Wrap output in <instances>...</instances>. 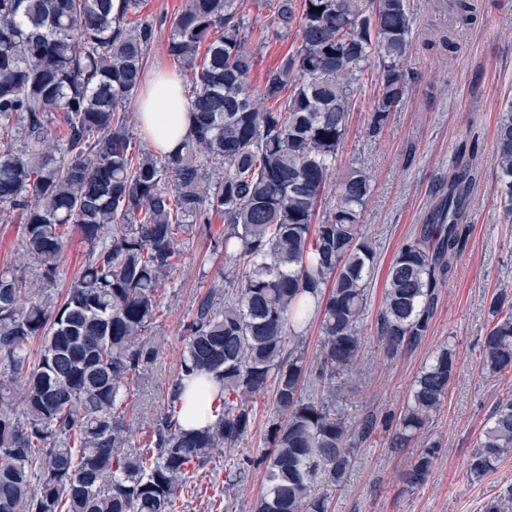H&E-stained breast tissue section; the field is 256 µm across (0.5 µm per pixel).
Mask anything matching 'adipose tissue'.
Segmentation results:
<instances>
[{"label": "adipose tissue", "instance_id": "ef3b65f1", "mask_svg": "<svg viewBox=\"0 0 512 512\" xmlns=\"http://www.w3.org/2000/svg\"><path fill=\"white\" fill-rule=\"evenodd\" d=\"M137 107L141 129L158 152L177 151L191 127L188 98L178 76L167 68H156L148 89L138 96Z\"/></svg>", "mask_w": 512, "mask_h": 512}]
</instances>
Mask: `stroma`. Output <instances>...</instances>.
<instances>
[{
  "instance_id": "obj_1",
  "label": "stroma",
  "mask_w": 512,
  "mask_h": 512,
  "mask_svg": "<svg viewBox=\"0 0 512 512\" xmlns=\"http://www.w3.org/2000/svg\"><path fill=\"white\" fill-rule=\"evenodd\" d=\"M252 27L249 46L256 57L253 80L278 64L294 38L266 40L274 20L272 0H242ZM186 0H146L144 15L156 24L146 57L147 70L175 69L168 53L174 15ZM482 20L466 30L457 52L429 47L452 15L450 0H409L416 19L401 104L385 126L371 131L377 104V61H369L349 127L336 158V176L351 167L371 175L374 190L361 213L365 233L376 244L377 262L368 280V304L360 328L363 344L358 369L347 388L344 420L359 427L371 418L376 426L360 440L343 483L328 486L332 512H484L489 499L512 485V455L476 486L465 480L464 463L499 400L512 398V374L491 378L478 370L488 324L486 299L499 289L512 292V219L503 213L494 164L495 126L501 104L512 100V0H481ZM474 174L461 222L466 231L459 253L440 285L429 328L421 346L388 358L376 333L384 284L399 248L433 223L448 201V184L458 162ZM224 222L194 225L179 235L180 263L161 294L162 310L153 329L164 343L131 389V404L141 414L134 424L135 443L149 439L153 422L164 412L163 394L177 373L185 343V324L199 294L224 282V253L214 241ZM453 343L459 363L440 410L427 426L441 448L432 475L411 490L400 480L408 450L395 447L398 419L421 365L440 345ZM265 487L263 469L254 467L224 495V477L204 476L197 493L186 495L182 512H252Z\"/></svg>"
}]
</instances>
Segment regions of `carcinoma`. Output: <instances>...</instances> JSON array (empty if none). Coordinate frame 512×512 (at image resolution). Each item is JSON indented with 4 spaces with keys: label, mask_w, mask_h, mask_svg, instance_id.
Returning a JSON list of instances; mask_svg holds the SVG:
<instances>
[{
    "label": "carcinoma",
    "mask_w": 512,
    "mask_h": 512,
    "mask_svg": "<svg viewBox=\"0 0 512 512\" xmlns=\"http://www.w3.org/2000/svg\"><path fill=\"white\" fill-rule=\"evenodd\" d=\"M278 40L298 46L253 84L250 24L241 0H187L168 52L184 72L191 128L169 155L136 147L127 106L141 89L156 26L143 0H0V209L21 218L28 254L56 277L70 233L88 252L62 295L0 268V512H178L193 471L224 469V493L249 467L267 487L253 512H329L320 481L340 483L358 433L338 417L356 372L377 250L360 228L373 191L351 167L333 204L331 169L371 57L380 85L377 131L401 103L414 18L408 0H275ZM322 11H316V8ZM477 0H453L455 48ZM58 125L60 133L52 131ZM21 142L15 149L11 141ZM495 163L512 216V103L500 108ZM472 172L459 167L437 223L394 256L378 334L387 356L417 348L428 331L440 257H453ZM224 219V286L198 295L180 370L150 443L134 444L132 382L157 354L146 335L159 291L177 266L175 242L195 224ZM479 371L512 373V293H493ZM319 322L314 363L305 333ZM458 367L452 345L421 367L393 444L415 440L402 472L425 485L439 442L422 436ZM206 376L215 421L179 425L185 380ZM273 390L270 450L238 453L255 425L254 400ZM512 452V400L493 408L465 463L479 483ZM485 512H512V487Z\"/></svg>",
    "instance_id": "carcinoma-1"
}]
</instances>
